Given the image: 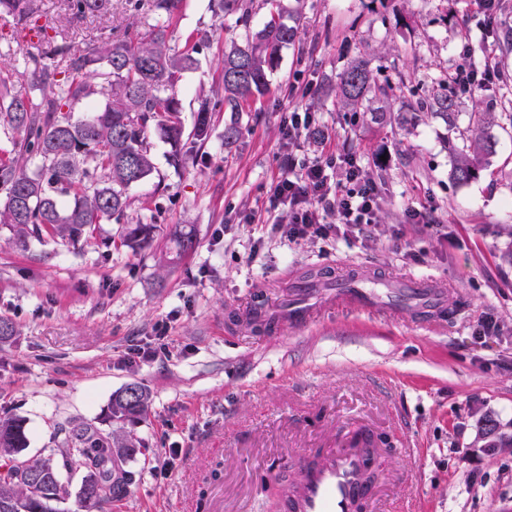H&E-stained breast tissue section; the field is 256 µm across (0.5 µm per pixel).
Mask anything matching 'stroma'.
<instances>
[{
    "mask_svg": "<svg viewBox=\"0 0 512 512\" xmlns=\"http://www.w3.org/2000/svg\"><path fill=\"white\" fill-rule=\"evenodd\" d=\"M297 28L268 75L267 92L240 113L239 141L224 144V123L186 168L167 162L168 143L149 131L154 170L132 186L123 222L99 224L91 244L56 240L18 246L0 227V417L25 419L26 457L58 455L77 428L109 431L114 393L138 382L151 394L132 425L141 448L114 460L132 475L108 512H277L279 486L295 480L294 448H336L342 430L383 435L396 451L390 482L374 512L412 498L414 512H512V125L495 128L496 152L464 185L450 181L443 122L421 115L380 126L338 117L335 96L289 97L295 75L335 83L352 61L369 59L379 81L404 77L423 88L459 64L463 41L483 52L473 0H280ZM148 8L112 0L77 18L65 0H42L41 21L70 51L121 35ZM234 17L209 0H183L172 45L197 46L196 69L178 91L184 142L202 99L220 81L225 44L243 40ZM311 123L296 145L283 136L290 110ZM337 151L326 171L345 184L350 162L373 180L372 224L353 244L334 235L301 244L272 234L288 213L268 211L270 186L289 156ZM424 206L443 233L407 225V206ZM254 223H245L247 215ZM155 225L152 248L112 247L125 225ZM192 228L196 245L177 254L169 233ZM346 272L367 282L403 272L453 287L464 310L445 325L325 313L302 328L256 326L254 303L279 307L290 273ZM496 328L484 333L481 320ZM161 347L156 360L136 351Z\"/></svg>",
    "mask_w": 512,
    "mask_h": 512,
    "instance_id": "stroma-1",
    "label": "stroma"
}]
</instances>
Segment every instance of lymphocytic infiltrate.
<instances>
[{"label": "lymphocytic infiltrate", "mask_w": 512, "mask_h": 512, "mask_svg": "<svg viewBox=\"0 0 512 512\" xmlns=\"http://www.w3.org/2000/svg\"><path fill=\"white\" fill-rule=\"evenodd\" d=\"M473 56L472 47H464L462 61L451 73L452 84L464 95L493 87L500 78L492 62H477ZM326 166V161L319 159L300 166L291 162L276 177L270 188L269 208L288 210L291 221L273 225V233L297 245L313 234L331 233L350 241L372 224L377 205L374 183L354 168L349 172L348 187L331 192Z\"/></svg>", "instance_id": "lymphocytic-infiltrate-1"}]
</instances>
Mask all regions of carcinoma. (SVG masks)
<instances>
[{"label": "carcinoma", "mask_w": 512, "mask_h": 512, "mask_svg": "<svg viewBox=\"0 0 512 512\" xmlns=\"http://www.w3.org/2000/svg\"><path fill=\"white\" fill-rule=\"evenodd\" d=\"M41 0H0V14L12 16L21 28L38 19ZM182 0H150L152 24L138 31L132 21L121 37L100 39L91 50L72 53L55 39L40 42V52L28 54L0 78L5 87L13 79L32 74L39 91L35 100L27 94H0V128L12 133V149L0 156V224L8 227L23 247L32 240L57 238L71 245L93 238L96 225L106 218L119 222L131 206L128 190L154 170L151 144L146 132L152 127L170 145L168 164L180 169L190 157L182 143L183 126L177 85L186 71L197 65L196 47L177 52L170 45V30ZM256 0H210L213 12L236 17L245 29L246 40L233 45L221 59V94L204 101L193 131L195 142L204 144L216 112H244L250 100L265 93L268 73L276 66L282 48L295 42L297 31L270 12L262 27H251ZM112 0H67L75 16L106 12ZM500 69V108H481L474 102L462 145L448 140L449 179L463 185L478 177L495 153L491 130L505 120L512 123V75ZM339 111L368 113L378 124L386 122V111L373 103L388 99L391 83L376 81L365 60H357L337 76ZM408 107L442 121L447 130L456 129L460 99L444 80L419 91L410 88ZM105 100L99 105L96 98ZM87 103L86 115L72 119L63 107ZM37 158L33 172L27 163ZM154 225L134 224L120 237V245L133 251L152 244ZM177 253L194 249L193 231L173 233ZM151 398L146 388L132 383L112 396L109 418L118 427L107 432L79 428L72 432L54 457L27 458L25 420L0 418V512H56L54 504L65 500L60 482L62 471L84 470L79 500L86 512H104V505L124 491L112 479V459L131 456L140 443L123 425L142 420ZM50 471L53 476L34 488L28 481L33 471Z\"/></svg>", "instance_id": "obj_1"}]
</instances>
